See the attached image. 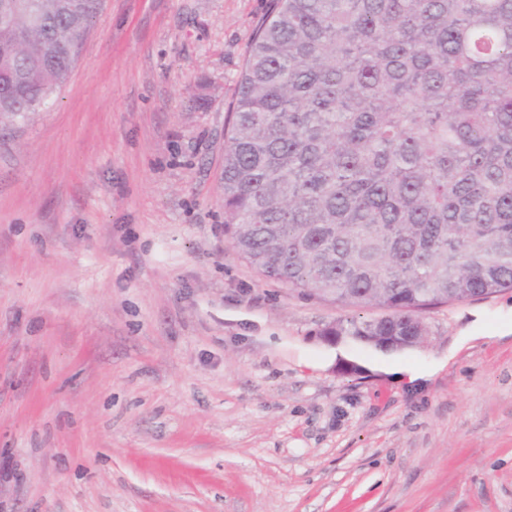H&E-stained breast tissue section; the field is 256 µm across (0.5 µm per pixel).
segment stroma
<instances>
[{
  "instance_id": "obj_1",
  "label": "stroma",
  "mask_w": 512,
  "mask_h": 512,
  "mask_svg": "<svg viewBox=\"0 0 512 512\" xmlns=\"http://www.w3.org/2000/svg\"><path fill=\"white\" fill-rule=\"evenodd\" d=\"M273 0H102L0 122V512H512V292L375 319L224 237V128Z\"/></svg>"
}]
</instances>
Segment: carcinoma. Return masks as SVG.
Returning a JSON list of instances; mask_svg holds the SVG:
<instances>
[{
	"label": "carcinoma",
	"mask_w": 512,
	"mask_h": 512,
	"mask_svg": "<svg viewBox=\"0 0 512 512\" xmlns=\"http://www.w3.org/2000/svg\"><path fill=\"white\" fill-rule=\"evenodd\" d=\"M63 2L14 19L20 56L0 30V98L25 75L12 119L75 63L45 56L46 27L70 44L100 5ZM224 236L266 280L385 310L323 331L365 345L512 290V0H274L224 133Z\"/></svg>",
	"instance_id": "carcinoma-1"
}]
</instances>
